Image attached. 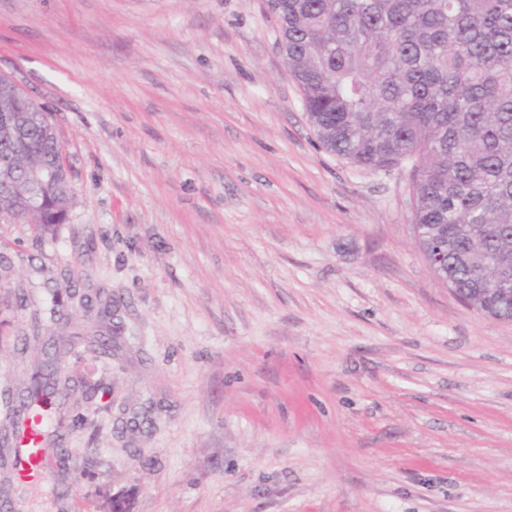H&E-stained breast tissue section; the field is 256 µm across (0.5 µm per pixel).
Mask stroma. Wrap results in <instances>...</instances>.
Wrapping results in <instances>:
<instances>
[{"label": "stroma", "mask_w": 512, "mask_h": 512, "mask_svg": "<svg viewBox=\"0 0 512 512\" xmlns=\"http://www.w3.org/2000/svg\"><path fill=\"white\" fill-rule=\"evenodd\" d=\"M278 37L266 0H0L73 192L0 215V422L60 338L87 389L0 512H512V322L434 276L411 161L321 146Z\"/></svg>", "instance_id": "obj_1"}]
</instances>
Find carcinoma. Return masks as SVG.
<instances>
[{"mask_svg": "<svg viewBox=\"0 0 512 512\" xmlns=\"http://www.w3.org/2000/svg\"><path fill=\"white\" fill-rule=\"evenodd\" d=\"M288 72L320 144L347 162L386 170L414 161L418 243L444 266L437 277L476 312L512 315V0H267ZM16 105L15 136L30 170L63 159L42 114ZM24 213L0 193V215L52 230L69 181L38 186ZM509 274L508 298L488 292ZM57 357L35 366L6 416L0 464L13 467L21 416L73 395Z\"/></svg>", "mask_w": 512, "mask_h": 512, "instance_id": "carcinoma-1", "label": "carcinoma"}]
</instances>
